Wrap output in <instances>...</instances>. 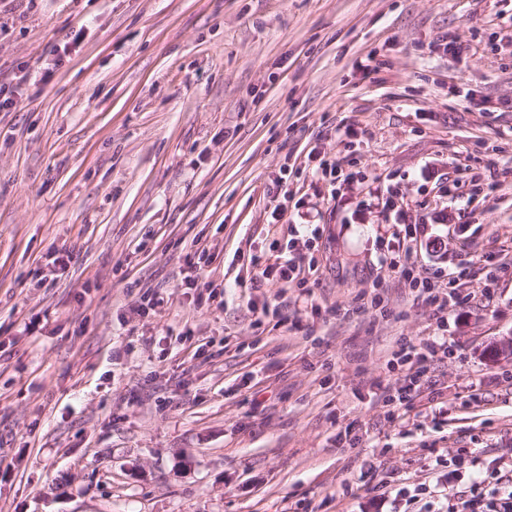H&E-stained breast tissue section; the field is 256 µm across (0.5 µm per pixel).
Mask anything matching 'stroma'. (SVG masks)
I'll return each mask as SVG.
<instances>
[{"instance_id":"1","label":"stroma","mask_w":512,"mask_h":512,"mask_svg":"<svg viewBox=\"0 0 512 512\" xmlns=\"http://www.w3.org/2000/svg\"><path fill=\"white\" fill-rule=\"evenodd\" d=\"M0 87V512H393L512 470V0H0ZM366 183L414 276L469 268L447 328ZM292 246L314 275L247 288ZM441 334L389 419L398 339Z\"/></svg>"}]
</instances>
